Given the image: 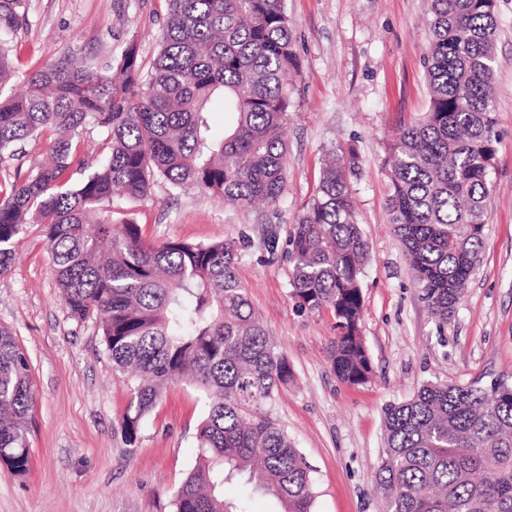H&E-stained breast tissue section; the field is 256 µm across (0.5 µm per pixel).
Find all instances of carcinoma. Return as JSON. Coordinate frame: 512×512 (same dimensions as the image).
Segmentation results:
<instances>
[{
    "label": "carcinoma",
    "instance_id": "cac0c4a2",
    "mask_svg": "<svg viewBox=\"0 0 512 512\" xmlns=\"http://www.w3.org/2000/svg\"><path fill=\"white\" fill-rule=\"evenodd\" d=\"M22 0H0V88L12 78L9 46ZM428 106L390 147L388 220L406 249L431 314L448 323L479 262L490 169L495 0H428ZM299 60L283 0H168L159 50L143 71L130 41L103 68L68 59L33 73L20 95L0 97V159L30 137L50 139L52 160L0 187V274L15 244L40 225L71 318L98 324L112 368L132 372L118 420L125 444L165 389L203 398L195 464L175 492L176 512H247L224 499V481L247 476L279 512H314L311 467L269 412L293 371L256 318L236 269L235 243H146L114 206L148 196L158 180L196 187L247 209L277 208ZM221 96L234 122L216 139L207 114ZM101 129L103 160L89 170L77 132ZM297 309H333L338 378L367 382L361 337L369 248L342 159L322 169L289 239ZM31 364L0 328V462L29 468ZM377 484L387 512H512V385L428 383L384 411Z\"/></svg>",
    "mask_w": 512,
    "mask_h": 512
}]
</instances>
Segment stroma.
Segmentation results:
<instances>
[{"label": "stroma", "instance_id": "stroma-1", "mask_svg": "<svg viewBox=\"0 0 512 512\" xmlns=\"http://www.w3.org/2000/svg\"><path fill=\"white\" fill-rule=\"evenodd\" d=\"M300 73L288 114V181L277 209L240 210L223 197L154 185L123 206L147 243L236 242L237 274L294 379L271 414L311 465L314 512H385L376 489L386 406L427 383L487 387L512 383V0H496L490 171L480 261L447 325H437L388 222V148L428 104L426 0H285ZM166 0H23L13 35L11 82L71 57L109 63L135 40L143 65L158 52ZM350 162L356 218L369 244L362 277L361 336L371 361L364 384L341 382L331 364V309L297 311L290 295L288 235L318 186L329 154ZM0 326L31 360L34 391L30 468L0 463V512H174L173 493L196 457L202 406L182 383L146 418L138 448L117 421L129 401L127 376L113 371L92 322L72 319L38 227L19 242L0 276Z\"/></svg>", "mask_w": 512, "mask_h": 512}]
</instances>
